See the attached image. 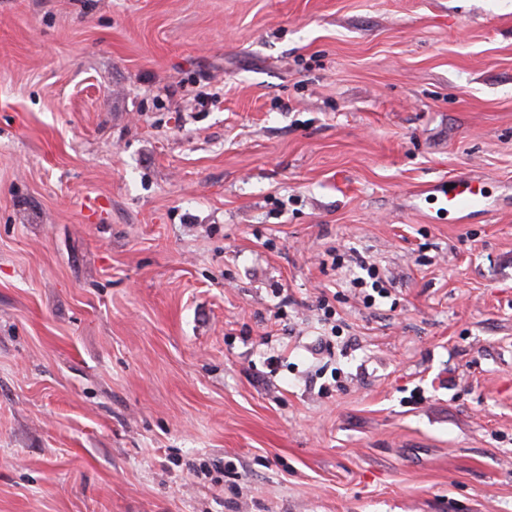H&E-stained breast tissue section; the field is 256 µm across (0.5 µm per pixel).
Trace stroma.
Masks as SVG:
<instances>
[{
  "instance_id": "1",
  "label": "stroma",
  "mask_w": 512,
  "mask_h": 512,
  "mask_svg": "<svg viewBox=\"0 0 512 512\" xmlns=\"http://www.w3.org/2000/svg\"><path fill=\"white\" fill-rule=\"evenodd\" d=\"M0 512H512V0H0ZM454 187L442 190L443 209L448 211H462L482 206L486 196L469 178L460 177L454 180Z\"/></svg>"
}]
</instances>
